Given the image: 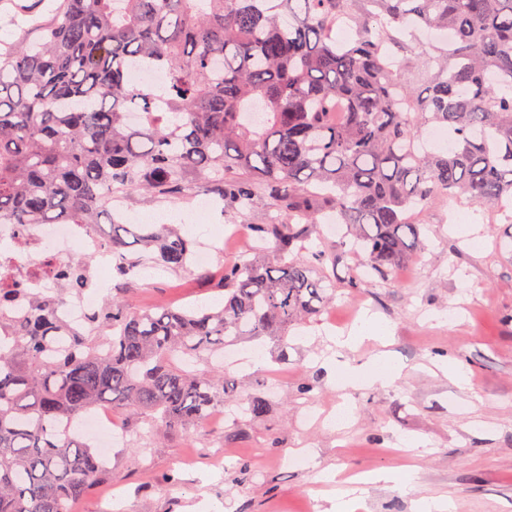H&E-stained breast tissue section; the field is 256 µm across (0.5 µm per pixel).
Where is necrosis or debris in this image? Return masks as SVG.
<instances>
[{"label": "necrosis or debris", "instance_id": "4bbe7bcc", "mask_svg": "<svg viewBox=\"0 0 512 512\" xmlns=\"http://www.w3.org/2000/svg\"><path fill=\"white\" fill-rule=\"evenodd\" d=\"M77 255L89 257L90 287L72 294L59 315L71 327H80L93 308L92 284L114 266L111 252L87 224H4L0 226V280L21 287L18 306L57 284L56 270Z\"/></svg>", "mask_w": 512, "mask_h": 512}]
</instances>
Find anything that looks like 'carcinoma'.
Wrapping results in <instances>:
<instances>
[{
	"mask_svg": "<svg viewBox=\"0 0 512 512\" xmlns=\"http://www.w3.org/2000/svg\"><path fill=\"white\" fill-rule=\"evenodd\" d=\"M31 41L0 46V225L110 219L115 294L85 326L59 306L87 285L88 261L58 271L57 297L9 313L0 287V512H73L112 478L75 423L96 408L158 433H189L217 408L258 418L217 363L224 347L291 329L333 300L326 257L305 243L330 211L359 257L358 288L425 248L417 215L436 201L512 203V0H59L17 6ZM345 18L355 38L338 39ZM412 28H446L441 46ZM140 68L167 73L159 90ZM448 135L427 147L422 133ZM200 193L235 216L265 201L259 247L221 268L217 306H131L130 270H190L175 224H117L111 202Z\"/></svg>",
	"mask_w": 512,
	"mask_h": 512,
	"instance_id": "1",
	"label": "carcinoma"
}]
</instances>
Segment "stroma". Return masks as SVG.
I'll return each instance as SVG.
<instances>
[{"instance_id":"35a3bbf8","label":"stroma","mask_w":512,"mask_h":512,"mask_svg":"<svg viewBox=\"0 0 512 512\" xmlns=\"http://www.w3.org/2000/svg\"><path fill=\"white\" fill-rule=\"evenodd\" d=\"M127 205L131 216L160 213L181 224L199 252L236 223L235 236L224 242L227 265L241 259L251 225L269 216L263 202L238 218L219 204L186 220L178 202L141 196ZM448 213L445 205L422 213L426 249L386 279L353 289L354 254L328 265L336 296L313 323L292 330L287 349L271 341L236 346L240 362L229 385L237 397H264L262 417L229 414L223 424L168 436L144 422L131 431L121 418L126 432L110 465L124 512H332L335 477L346 470L364 477L353 494L360 512H417L424 496L446 498L449 512H512V239L502 233L503 213L476 207L472 230L485 245L472 249ZM215 298L195 273L148 265L130 296L136 307ZM360 307L388 323V351L400 375L389 384L366 380L344 389L337 370L364 372L376 352L367 342L336 348L335 336ZM438 362L462 364L468 385L435 370ZM345 403L350 419L335 425ZM298 448L307 468L287 464ZM191 455L195 464L182 465ZM242 462L251 477L238 484ZM380 471L394 472L395 480L369 481Z\"/></svg>"}]
</instances>
